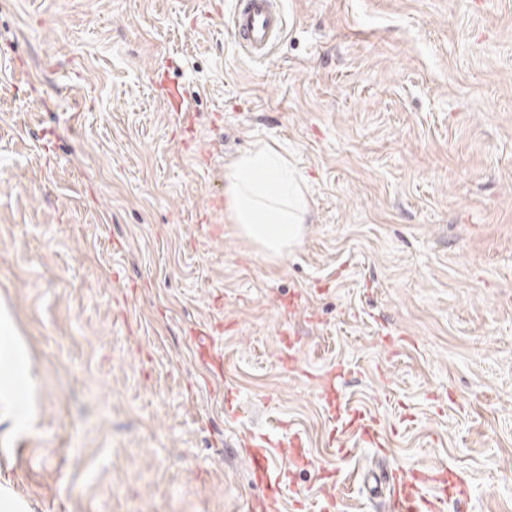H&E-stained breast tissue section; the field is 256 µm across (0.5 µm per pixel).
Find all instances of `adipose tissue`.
Listing matches in <instances>:
<instances>
[{
	"label": "adipose tissue",
	"mask_w": 512,
	"mask_h": 512,
	"mask_svg": "<svg viewBox=\"0 0 512 512\" xmlns=\"http://www.w3.org/2000/svg\"><path fill=\"white\" fill-rule=\"evenodd\" d=\"M226 180L228 217L249 239L275 255L296 244L309 203L285 158L270 146L255 147L229 166Z\"/></svg>",
	"instance_id": "1"
}]
</instances>
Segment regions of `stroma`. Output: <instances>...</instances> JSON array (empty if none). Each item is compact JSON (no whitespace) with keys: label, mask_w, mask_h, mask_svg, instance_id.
I'll list each match as a JSON object with an SVG mask.
<instances>
[{"label":"stroma","mask_w":512,"mask_h":512,"mask_svg":"<svg viewBox=\"0 0 512 512\" xmlns=\"http://www.w3.org/2000/svg\"><path fill=\"white\" fill-rule=\"evenodd\" d=\"M282 7L259 64L232 0H0V311L35 413L0 401V488L24 512H248L243 436L292 433L340 512H389L359 474L423 463L468 478L447 512H512V0ZM258 143L311 204L280 257L225 210ZM328 377L387 455H331Z\"/></svg>","instance_id":"obj_1"}]
</instances>
